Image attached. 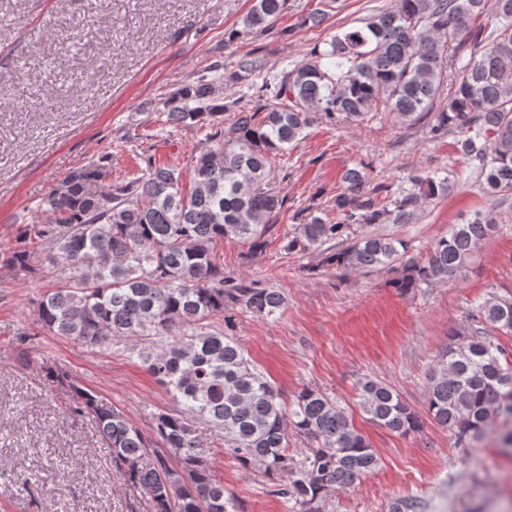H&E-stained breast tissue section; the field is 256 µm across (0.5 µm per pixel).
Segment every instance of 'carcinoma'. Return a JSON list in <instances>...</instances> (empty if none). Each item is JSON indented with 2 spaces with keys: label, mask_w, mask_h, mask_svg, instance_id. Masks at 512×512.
<instances>
[{
  "label": "carcinoma",
  "mask_w": 512,
  "mask_h": 512,
  "mask_svg": "<svg viewBox=\"0 0 512 512\" xmlns=\"http://www.w3.org/2000/svg\"><path fill=\"white\" fill-rule=\"evenodd\" d=\"M285 6L286 0H252L243 25L268 28ZM487 14L498 23L488 33L476 24ZM450 65L457 68L455 89L438 108ZM264 69L263 58L246 56L220 77L232 86ZM253 99L246 107L238 98L215 97L204 71L167 99L166 123L202 126L226 112L234 116L227 132L208 136L214 145L197 156L189 192L180 170L150 156L140 175L115 182L107 163H90L42 200L45 221L25 225L19 245L0 256L18 279L59 273L56 286L35 301L43 329L99 348L131 341L142 365L180 403L177 413L154 416L153 440L94 391L70 386L71 410L94 418L126 485L148 495L152 512H236L203 458L199 419L230 456L277 479L272 493L303 505L329 489L355 486L377 466L370 443L336 402L306 387L287 410L237 339L213 328L211 320L230 308L268 317L285 303L280 291L260 282L224 277L215 247L235 239L263 251L286 202L272 158L300 144L318 119L361 122L381 103L410 125L429 119L434 140L457 135L465 168L444 177L418 172L393 193L348 168L331 200L341 220L313 217L296 225L285 236L286 251H320L338 269H384L405 255V241L374 232L356 237L355 227L406 224L464 177L489 194L511 192L512 0H397L394 9L315 47L292 70L253 85ZM496 224L488 210L450 226L427 260L406 261L392 287L407 295L462 278ZM344 238L345 247L325 248ZM472 320L433 367L426 407L457 445L468 448L489 433L512 450V362L487 333L489 327L512 332V298L488 297ZM359 404L391 432L420 429L416 412L377 380L359 382ZM290 429L318 443L307 466H292Z\"/></svg>",
  "instance_id": "1"
}]
</instances>
